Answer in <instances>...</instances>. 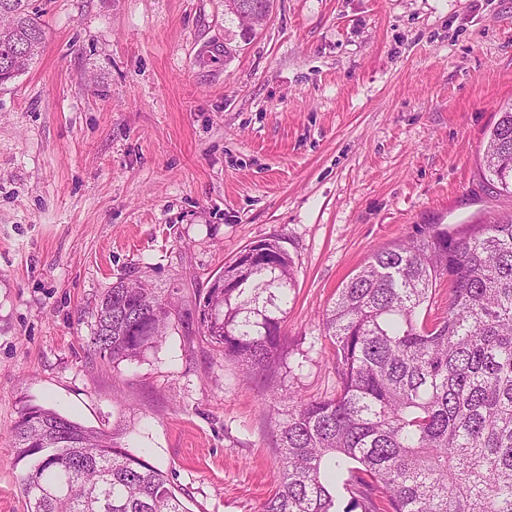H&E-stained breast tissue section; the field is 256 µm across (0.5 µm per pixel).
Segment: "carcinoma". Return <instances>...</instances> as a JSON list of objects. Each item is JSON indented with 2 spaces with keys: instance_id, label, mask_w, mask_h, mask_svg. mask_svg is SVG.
Wrapping results in <instances>:
<instances>
[{
  "instance_id": "obj_1",
  "label": "carcinoma",
  "mask_w": 512,
  "mask_h": 512,
  "mask_svg": "<svg viewBox=\"0 0 512 512\" xmlns=\"http://www.w3.org/2000/svg\"><path fill=\"white\" fill-rule=\"evenodd\" d=\"M44 43L32 0H0V83L24 73ZM488 184L512 195V105L483 153ZM235 262L236 287L198 294L197 329L248 375L286 368L283 331L294 262ZM448 282L445 315L421 316ZM182 315L146 278L122 277L96 307L93 344L114 363L157 347ZM336 394L279 398L282 482L261 512H512V216L418 224L373 251L322 315ZM26 512H188L170 480L112 434L38 405L13 432ZM344 478L345 500L328 474Z\"/></svg>"
}]
</instances>
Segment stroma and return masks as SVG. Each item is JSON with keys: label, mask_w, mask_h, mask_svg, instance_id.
I'll list each match as a JSON object with an SVG mask.
<instances>
[{"label": "stroma", "mask_w": 512, "mask_h": 512, "mask_svg": "<svg viewBox=\"0 0 512 512\" xmlns=\"http://www.w3.org/2000/svg\"><path fill=\"white\" fill-rule=\"evenodd\" d=\"M44 49L0 85V512H26L12 447L29 404L114 434L190 512H260L282 477L271 388L321 397L322 314L418 224L512 213L488 190L512 103V0H37ZM230 56H208L211 41ZM280 237L291 372L247 376L197 332L196 297ZM145 273L184 316L112 364L96 305Z\"/></svg>", "instance_id": "stroma-1"}]
</instances>
